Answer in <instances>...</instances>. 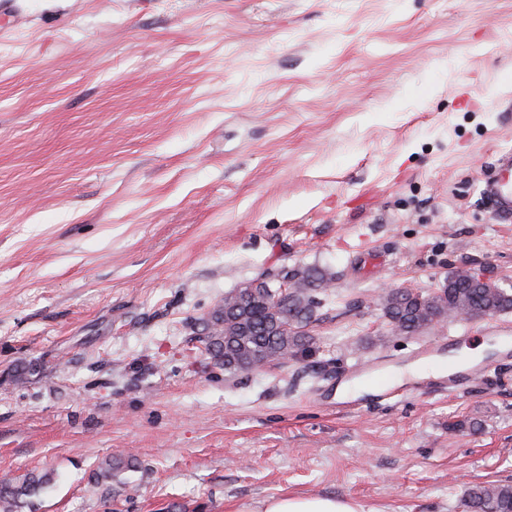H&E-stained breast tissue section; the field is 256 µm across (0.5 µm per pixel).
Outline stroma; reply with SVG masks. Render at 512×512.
Listing matches in <instances>:
<instances>
[{
	"label": "stroma",
	"mask_w": 512,
	"mask_h": 512,
	"mask_svg": "<svg viewBox=\"0 0 512 512\" xmlns=\"http://www.w3.org/2000/svg\"><path fill=\"white\" fill-rule=\"evenodd\" d=\"M11 2L0 478H47L16 512H464L466 485L512 483L511 360L461 392L315 399L415 347L378 295L465 263L512 286V223L481 199L512 147V0ZM314 266L336 298L312 346L225 370V293ZM402 360L390 359L387 356L378 357L367 362L361 363L356 367H341L336 373V382L340 384L342 382L353 383L366 379L374 375H381L388 367L393 366L395 363ZM234 512H365L358 503L333 496L288 495L243 501Z\"/></svg>",
	"instance_id": "35a3bbf8"
}]
</instances>
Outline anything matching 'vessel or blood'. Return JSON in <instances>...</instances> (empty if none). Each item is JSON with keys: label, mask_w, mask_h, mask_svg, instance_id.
Instances as JSON below:
<instances>
[{"label": "vessel or blood", "mask_w": 512, "mask_h": 512, "mask_svg": "<svg viewBox=\"0 0 512 512\" xmlns=\"http://www.w3.org/2000/svg\"><path fill=\"white\" fill-rule=\"evenodd\" d=\"M483 191L493 204L494 217L512 222V149L499 151L495 165V173L485 180ZM484 339L494 348L496 355L502 359L512 358V327L508 325H489L484 331ZM467 336H445L440 340L419 345L414 353V362H426L444 349L458 350L467 344ZM394 361L382 356L358 366L343 367L336 374L337 382L351 383L371 376H379ZM491 364L484 360H470L464 362L462 368L448 372L438 377H430L425 381L411 380L398 386H391L378 381L372 387L359 390L356 399L337 401V408L349 411L362 409L372 403H391L399 400L414 391L418 385L448 391H461L468 388L475 381L487 377Z\"/></svg>", "instance_id": "1"}]
</instances>
